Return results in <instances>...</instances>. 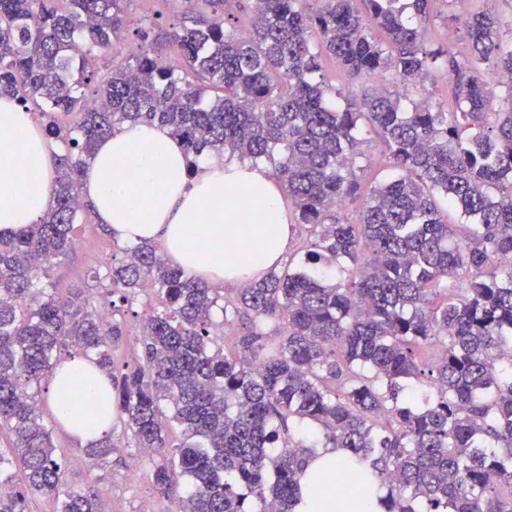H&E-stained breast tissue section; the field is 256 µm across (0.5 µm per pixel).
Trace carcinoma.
Listing matches in <instances>:
<instances>
[{"label": "carcinoma", "mask_w": 512, "mask_h": 512, "mask_svg": "<svg viewBox=\"0 0 512 512\" xmlns=\"http://www.w3.org/2000/svg\"><path fill=\"white\" fill-rule=\"evenodd\" d=\"M126 2L0 0V95L61 146L40 222L0 233V486L18 487L0 512H25L30 493L99 512L96 486L65 482L32 392L75 354L106 371L172 512H294L320 448L346 454L349 498L385 489L381 512H512V81L491 111L478 75H512L496 14L466 17L459 59L425 40L432 0H317L313 13L249 0L244 32L230 0H181L172 32L131 23ZM129 29L134 52L102 72ZM165 43L182 67L161 63ZM326 56L353 78L441 73L455 107H406L383 86L342 104ZM137 122L167 129L192 173L205 153L273 163L306 233L283 266L230 297L142 242L92 270L99 295L58 293L51 272L91 210L80 175L101 138ZM366 124L391 170L368 191L354 170ZM347 201L358 209L341 218ZM145 295L159 308L118 363L125 311ZM112 448L109 435L84 453L100 465Z\"/></svg>", "instance_id": "carcinoma-1"}]
</instances>
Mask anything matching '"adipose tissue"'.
Wrapping results in <instances>:
<instances>
[{
  "label": "adipose tissue",
  "instance_id": "obj_1",
  "mask_svg": "<svg viewBox=\"0 0 512 512\" xmlns=\"http://www.w3.org/2000/svg\"><path fill=\"white\" fill-rule=\"evenodd\" d=\"M53 164L33 114L1 96L0 232L38 222ZM81 186L117 241L158 242L173 264L217 287L262 277L288 251L281 193L262 168L216 161L189 175L180 144L154 124H128L101 139ZM108 386L87 359H65L49 383L57 419L80 412L75 391L93 397Z\"/></svg>",
  "mask_w": 512,
  "mask_h": 512
}]
</instances>
